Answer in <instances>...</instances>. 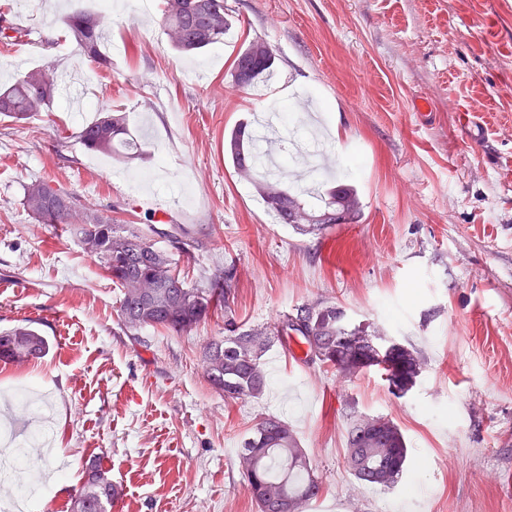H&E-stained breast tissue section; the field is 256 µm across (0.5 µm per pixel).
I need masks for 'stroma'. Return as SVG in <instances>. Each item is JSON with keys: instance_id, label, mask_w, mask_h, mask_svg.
Segmentation results:
<instances>
[{"instance_id": "35a3bbf8", "label": "stroma", "mask_w": 512, "mask_h": 512, "mask_svg": "<svg viewBox=\"0 0 512 512\" xmlns=\"http://www.w3.org/2000/svg\"><path fill=\"white\" fill-rule=\"evenodd\" d=\"M105 13L99 68L81 57L61 18L92 0H0L25 38L0 48V86L54 69L51 111L0 117V332L45 336L41 359L0 360V400H35L27 430L0 416V457L45 447L15 512H70L90 459L122 488L112 512H257L238 452L257 421L293 427L322 493L305 512H512V0H224L234 24L196 58L166 41L161 0ZM272 47L274 72L248 93L231 78L245 40ZM120 107L144 158L87 152L77 134L98 109ZM285 107L297 125L319 113L314 149L283 180L326 192L353 184L358 222L324 235L277 223L224 157V135ZM142 175L130 188L127 172ZM45 178L105 211L143 197L168 208L119 213L155 222L190 287L232 264V307L252 328L274 326L323 299L384 342L421 353L398 398L378 369L339 385L297 348L273 343L265 392L230 401L205 375L203 348L224 336L216 311L191 330L131 333L120 290L61 226L39 224L20 200ZM181 225L196 243L174 252ZM402 430L409 464L393 488L360 485L346 462L351 415ZM62 490H55V483Z\"/></svg>"}]
</instances>
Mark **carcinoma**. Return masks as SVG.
I'll return each mask as SVG.
<instances>
[{
    "label": "carcinoma",
    "instance_id": "obj_1",
    "mask_svg": "<svg viewBox=\"0 0 512 512\" xmlns=\"http://www.w3.org/2000/svg\"><path fill=\"white\" fill-rule=\"evenodd\" d=\"M70 38L84 58L107 68L110 57L103 50L99 14L80 7L64 19ZM162 26L171 48L181 55H196L224 42L231 19L224 0H162ZM273 51L259 37L244 42L231 72L233 82L244 88L270 74ZM57 79L48 68L28 71L12 85L0 89V115L23 121L52 107ZM78 139L88 150L128 160L142 154L125 112L116 108L98 114L82 127ZM224 156L235 171L251 181L267 208L282 224L302 235H321L342 219L350 224L361 215L362 202L356 188L339 183L319 203L305 201L281 179L258 174L256 137L239 124L224 137ZM79 210L71 209L72 200ZM21 205L40 224H63L75 239L85 236L96 242L94 258L121 289L117 315L124 326L138 331L162 328L181 334L224 309V339L211 342L205 351V373L210 385L226 400L257 398L267 384L263 357L273 337H301L311 354L348 380L364 369L378 367L385 380L411 389L422 372L420 354L394 343L382 352L379 337L365 325L350 323L346 310L318 301L295 308L273 328L246 329L232 310L230 297L236 288V269L217 268L203 288H191L177 270L172 254L154 247L148 233L156 228L121 224L112 216L92 210L76 193L48 179L35 178L23 188ZM49 342L37 330L21 326L0 332V359L29 361L43 356ZM244 488L258 512H303L317 498L321 484L315 477L307 451L300 447L292 427L276 417H263L239 449ZM346 460L355 479L364 484L390 488L401 479L408 463L406 439L390 419L375 427L361 420L347 432ZM118 489L109 471L90 463L83 486L72 499L70 512H111Z\"/></svg>",
    "mask_w": 512,
    "mask_h": 512
}]
</instances>
